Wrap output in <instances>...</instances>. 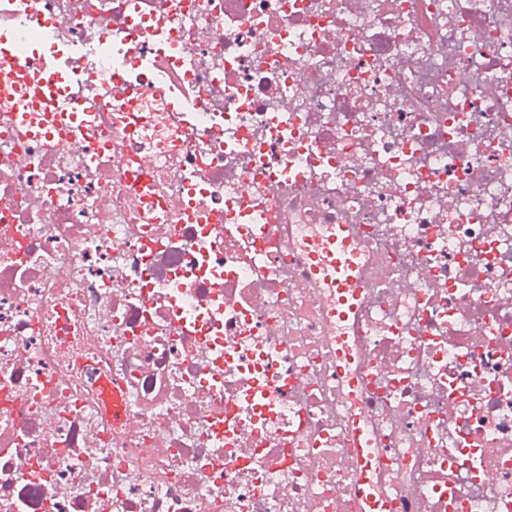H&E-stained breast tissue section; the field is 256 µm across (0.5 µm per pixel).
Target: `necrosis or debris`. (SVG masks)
<instances>
[{
    "mask_svg": "<svg viewBox=\"0 0 512 512\" xmlns=\"http://www.w3.org/2000/svg\"><path fill=\"white\" fill-rule=\"evenodd\" d=\"M2 37L166 92L122 154L0 124V512H512V0H0ZM126 176L133 186L135 193L144 201L156 199L153 193L152 177L149 172L145 169H139L137 171L128 170ZM347 228L342 227L330 238L323 251L316 250L310 254L311 267L314 272L328 266L335 274V286L338 293L336 314L346 318L355 310L353 301L358 295L357 280L354 276L355 264L353 254L349 251Z\"/></svg>",
    "mask_w": 512,
    "mask_h": 512,
    "instance_id": "necrosis-or-debris-1",
    "label": "necrosis or debris"
}]
</instances>
